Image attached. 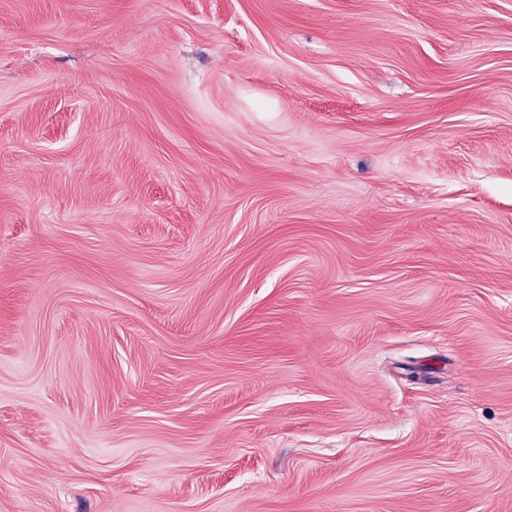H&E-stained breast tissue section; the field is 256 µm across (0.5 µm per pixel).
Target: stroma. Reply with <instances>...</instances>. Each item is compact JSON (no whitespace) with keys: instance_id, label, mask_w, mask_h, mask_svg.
<instances>
[{"instance_id":"stroma-1","label":"stroma","mask_w":512,"mask_h":512,"mask_svg":"<svg viewBox=\"0 0 512 512\" xmlns=\"http://www.w3.org/2000/svg\"><path fill=\"white\" fill-rule=\"evenodd\" d=\"M0 512H512V0H0Z\"/></svg>"}]
</instances>
